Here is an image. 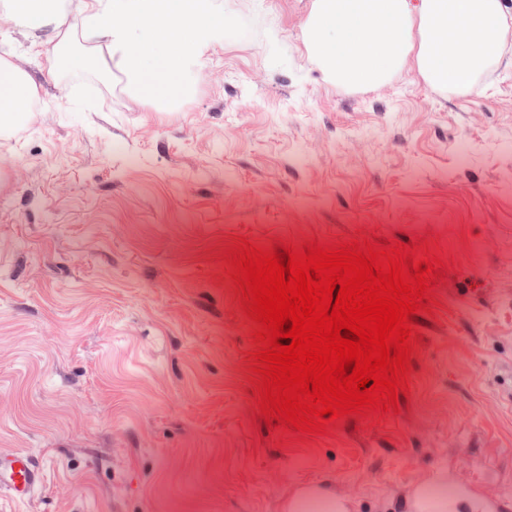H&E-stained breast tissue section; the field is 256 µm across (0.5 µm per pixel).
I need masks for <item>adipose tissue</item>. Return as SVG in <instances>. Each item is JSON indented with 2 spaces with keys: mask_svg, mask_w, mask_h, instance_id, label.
<instances>
[{
  "mask_svg": "<svg viewBox=\"0 0 512 512\" xmlns=\"http://www.w3.org/2000/svg\"><path fill=\"white\" fill-rule=\"evenodd\" d=\"M68 0H0V16L49 45L50 69L73 39ZM81 30L99 52L75 57L88 70L106 69L120 53L137 92L172 100L191 83L204 39L233 38L245 22L225 23L215 0H81ZM309 56L341 88L371 89L413 65L433 89L471 93L480 78L512 51V9L505 0H314L307 20ZM34 80L0 57V135L30 116ZM322 502L326 512H354L349 498L320 486L292 490L284 512ZM401 512H501L495 498L433 472L402 496Z\"/></svg>",
  "mask_w": 512,
  "mask_h": 512,
  "instance_id": "adipose-tissue-1",
  "label": "adipose tissue"
}]
</instances>
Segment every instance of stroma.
I'll list each match as a JSON object with an SVG mask.
<instances>
[{
    "label": "stroma",
    "mask_w": 512,
    "mask_h": 512,
    "mask_svg": "<svg viewBox=\"0 0 512 512\" xmlns=\"http://www.w3.org/2000/svg\"><path fill=\"white\" fill-rule=\"evenodd\" d=\"M218 4L249 30L173 100L117 53L49 71L0 18L38 86L0 136V453L43 474L0 512H281L301 483L400 512L440 469L512 512V65L466 96L409 65L342 89L307 52L313 0ZM372 237L447 267L398 413L266 427L227 250Z\"/></svg>",
    "instance_id": "obj_1"
}]
</instances>
